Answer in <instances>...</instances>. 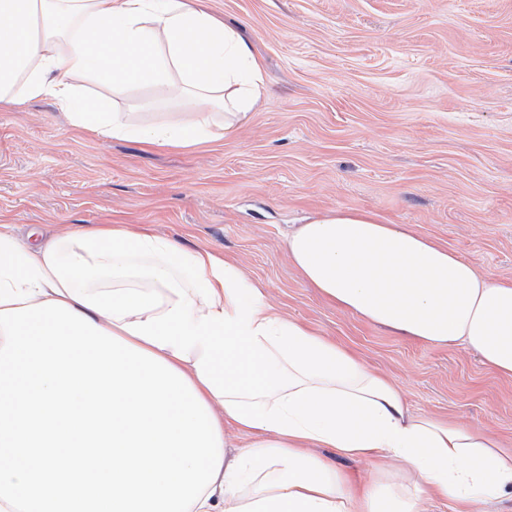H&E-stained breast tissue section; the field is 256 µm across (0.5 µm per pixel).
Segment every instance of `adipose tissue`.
<instances>
[{"label":"adipose tissue","instance_id":"1","mask_svg":"<svg viewBox=\"0 0 512 512\" xmlns=\"http://www.w3.org/2000/svg\"><path fill=\"white\" fill-rule=\"evenodd\" d=\"M113 95L176 84L183 110L156 123L107 110ZM264 86L250 42L187 0H0V107L52 98L71 125L189 148L247 123ZM301 278L331 304L405 336L474 349L512 377V280L481 273L406 224L339 209L287 239ZM65 302L165 359L246 436L190 512H457L512 498V448L461 423L409 413L400 389L307 325L206 247L125 224H75L44 242L0 224V310ZM388 457L404 480L356 484L317 451Z\"/></svg>","mask_w":512,"mask_h":512}]
</instances>
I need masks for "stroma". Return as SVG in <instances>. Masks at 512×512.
<instances>
[{
	"label": "stroma",
	"mask_w": 512,
	"mask_h": 512,
	"mask_svg": "<svg viewBox=\"0 0 512 512\" xmlns=\"http://www.w3.org/2000/svg\"><path fill=\"white\" fill-rule=\"evenodd\" d=\"M189 2L252 42L264 88L250 121L146 149L74 130L49 99L0 108V224L37 240L134 224L209 247L395 381L413 415L512 442L511 377L333 306L285 244L308 216L355 209L512 279V0Z\"/></svg>",
	"instance_id": "obj_1"
}]
</instances>
